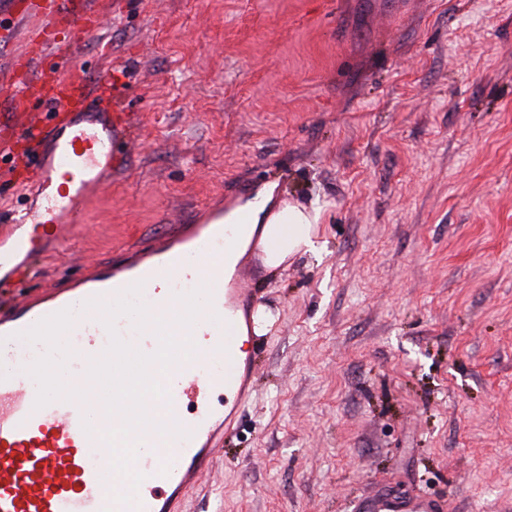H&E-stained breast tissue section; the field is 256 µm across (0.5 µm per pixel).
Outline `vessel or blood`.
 Masks as SVG:
<instances>
[{
  "label": "vessel or blood",
  "instance_id": "obj_1",
  "mask_svg": "<svg viewBox=\"0 0 512 512\" xmlns=\"http://www.w3.org/2000/svg\"><path fill=\"white\" fill-rule=\"evenodd\" d=\"M98 4L42 0L41 23L34 29L12 0L0 6L11 18L13 37L23 43L21 53L0 64L11 115L0 124V161L21 155L26 143L49 149L30 167L38 203L12 211L0 226V243L13 244L12 250H0V283L22 280L19 255L49 253L64 232L83 224L94 191L120 166L119 143L134 120L110 107L111 70L91 81L81 62L59 55L61 38L76 46L98 31ZM58 174L64 185H55ZM235 244L234 225L215 211L204 223L183 226L160 244L133 246L127 263L98 271L67 290L45 289L23 300L18 314L0 319V512H103L112 493L125 490V481L103 466L101 443L84 429L88 423L96 428L106 423L101 400L57 398L37 406L31 379L13 374L11 365L22 356L15 337L45 318L80 308L85 316L75 331L82 342L69 360L72 369L87 373L91 361L108 349L112 332L141 353L154 354L157 336L137 329L132 316L118 314L108 323L100 311L85 307L92 298L110 301L136 284L139 302L151 314L169 319L182 312L183 295L204 291L191 333L198 357L165 375L171 404L155 407L157 417H172L180 432L143 437L134 464L144 475L137 490L138 512H175L186 490L208 472L217 442L232 431L250 395L254 365L241 348L254 345L260 318L244 271L224 275V257ZM439 510L429 496L394 493L355 507V512Z\"/></svg>",
  "mask_w": 512,
  "mask_h": 512
}]
</instances>
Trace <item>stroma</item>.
Instances as JSON below:
<instances>
[{"label": "stroma", "instance_id": "35a3bbf8", "mask_svg": "<svg viewBox=\"0 0 512 512\" xmlns=\"http://www.w3.org/2000/svg\"><path fill=\"white\" fill-rule=\"evenodd\" d=\"M124 165L19 295L272 183L319 252L245 264L254 391L183 512H512V0H115ZM439 504L426 495L384 493L359 502L355 512H439Z\"/></svg>", "mask_w": 512, "mask_h": 512}]
</instances>
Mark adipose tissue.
I'll use <instances>...</instances> for the list:
<instances>
[{
  "instance_id": "ef3b65f1",
  "label": "adipose tissue",
  "mask_w": 512,
  "mask_h": 512,
  "mask_svg": "<svg viewBox=\"0 0 512 512\" xmlns=\"http://www.w3.org/2000/svg\"><path fill=\"white\" fill-rule=\"evenodd\" d=\"M225 223L240 227L237 248L226 256L227 266H234L251 242H258L268 268L282 267L299 252L314 250L313 226L317 213L292 203L275 200L274 186H266L254 198L234 207Z\"/></svg>"
}]
</instances>
